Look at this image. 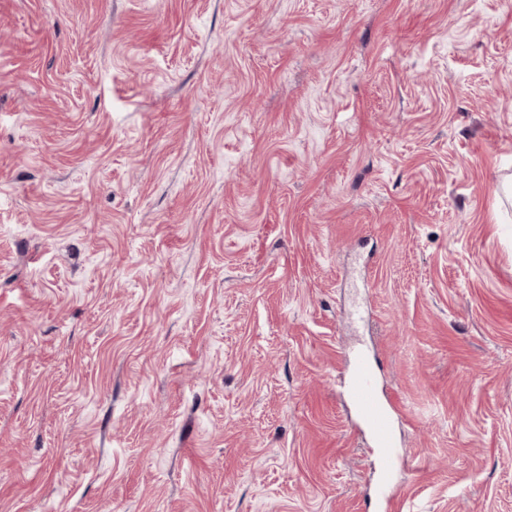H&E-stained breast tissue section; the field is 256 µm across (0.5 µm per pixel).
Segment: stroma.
<instances>
[{
  "label": "stroma",
  "instance_id": "obj_1",
  "mask_svg": "<svg viewBox=\"0 0 512 512\" xmlns=\"http://www.w3.org/2000/svg\"><path fill=\"white\" fill-rule=\"evenodd\" d=\"M512 512V0H0V512ZM343 388L373 446L379 448L374 466L375 480L366 499L367 510L389 512L396 492L394 475L399 470L402 459L394 449L396 441L393 407L382 396L377 374L370 366L369 355L360 353L349 359L348 375L344 379Z\"/></svg>",
  "mask_w": 512,
  "mask_h": 512
}]
</instances>
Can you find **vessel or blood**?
I'll return each instance as SVG.
<instances>
[{
  "instance_id": "b4317fda",
  "label": "vessel or blood",
  "mask_w": 512,
  "mask_h": 512,
  "mask_svg": "<svg viewBox=\"0 0 512 512\" xmlns=\"http://www.w3.org/2000/svg\"><path fill=\"white\" fill-rule=\"evenodd\" d=\"M343 388L373 446L379 450L374 467L375 480L366 499L367 508L369 512H390L396 492L394 475L402 460L395 449L392 405L382 396L378 377L367 354L350 358Z\"/></svg>"
}]
</instances>
